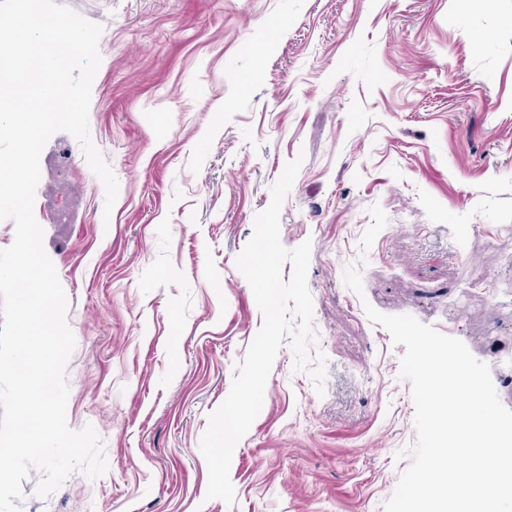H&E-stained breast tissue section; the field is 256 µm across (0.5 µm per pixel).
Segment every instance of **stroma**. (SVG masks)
Masks as SVG:
<instances>
[{
    "label": "stroma",
    "instance_id": "obj_1",
    "mask_svg": "<svg viewBox=\"0 0 512 512\" xmlns=\"http://www.w3.org/2000/svg\"><path fill=\"white\" fill-rule=\"evenodd\" d=\"M61 2L103 28L89 131L118 195L76 144L85 222H50L44 182L34 213L76 339L67 423L108 470L46 500L31 474L22 512H383L415 406L368 304L463 341L512 408V0ZM297 157L280 237L311 244L325 393L282 345L230 506L199 443L263 323L236 258Z\"/></svg>",
    "mask_w": 512,
    "mask_h": 512
}]
</instances>
